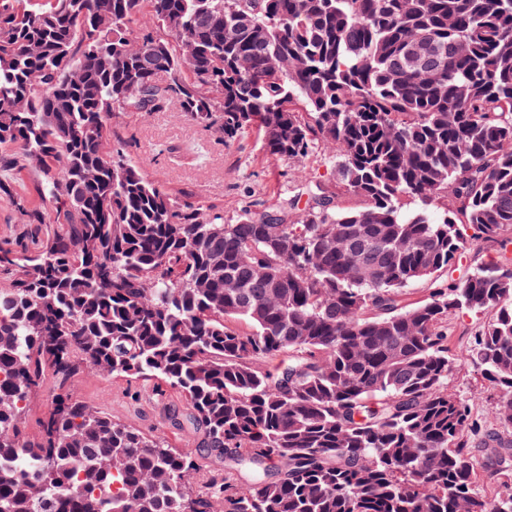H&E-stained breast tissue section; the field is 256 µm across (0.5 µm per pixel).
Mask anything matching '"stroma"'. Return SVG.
<instances>
[{
    "label": "stroma",
    "instance_id": "stroma-1",
    "mask_svg": "<svg viewBox=\"0 0 512 512\" xmlns=\"http://www.w3.org/2000/svg\"><path fill=\"white\" fill-rule=\"evenodd\" d=\"M116 133L126 143L131 160L156 182L190 194L203 205L223 208L226 219H237L249 206L299 193L303 185H319L335 195L344 210L363 209L362 197L347 193L324 148H317L298 163L268 159L256 131H248L227 143L211 130L193 122L178 104L165 111L141 117L126 112L113 119ZM494 317L493 311L464 312L448 327L449 346L457 360L448 377V388L469 406L477 432L500 430L492 409L496 388L482 368L464 350ZM74 399L92 402L101 413L130 423L143 431L182 445L189 428L177 427L175 411L184 399L173 389H160L148 380H128L87 370L71 382Z\"/></svg>",
    "mask_w": 512,
    "mask_h": 512
}]
</instances>
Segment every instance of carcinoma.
<instances>
[{"instance_id":"obj_1","label":"carcinoma","mask_w":512,"mask_h":512,"mask_svg":"<svg viewBox=\"0 0 512 512\" xmlns=\"http://www.w3.org/2000/svg\"><path fill=\"white\" fill-rule=\"evenodd\" d=\"M174 101L276 160L326 148L367 206L317 185L227 221L158 184L112 119ZM0 171L36 193L0 179V512H512V438L472 446L448 391V324L495 311L469 354L512 427V268L450 275L512 232V0H0ZM85 369L177 390L194 437L73 399ZM202 449L226 476L196 491ZM58 392L52 380H47L37 393L31 396L26 412V432L35 436L40 431V421L50 409L55 394Z\"/></svg>"}]
</instances>
